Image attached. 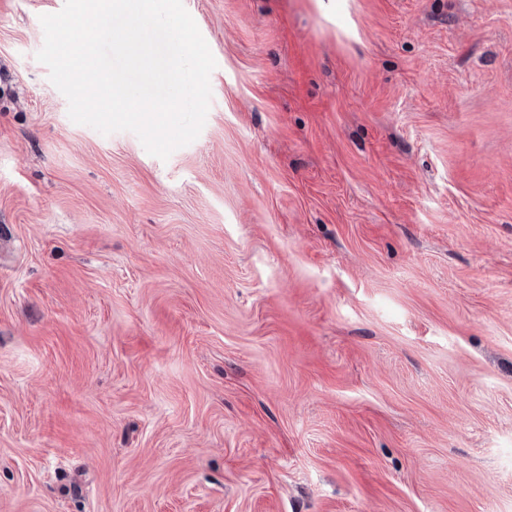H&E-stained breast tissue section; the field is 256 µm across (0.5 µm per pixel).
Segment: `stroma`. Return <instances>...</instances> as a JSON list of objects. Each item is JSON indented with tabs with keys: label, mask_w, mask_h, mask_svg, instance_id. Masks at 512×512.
Returning a JSON list of instances; mask_svg holds the SVG:
<instances>
[{
	"label": "stroma",
	"mask_w": 512,
	"mask_h": 512,
	"mask_svg": "<svg viewBox=\"0 0 512 512\" xmlns=\"http://www.w3.org/2000/svg\"><path fill=\"white\" fill-rule=\"evenodd\" d=\"M168 159L0 0V512H512V0H183Z\"/></svg>",
	"instance_id": "35a3bbf8"
}]
</instances>
